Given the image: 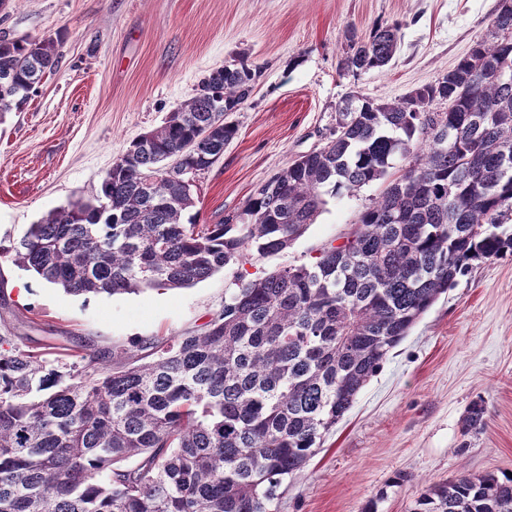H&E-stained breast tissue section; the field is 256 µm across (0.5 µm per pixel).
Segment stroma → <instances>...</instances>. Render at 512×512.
I'll list each match as a JSON object with an SVG mask.
<instances>
[{"instance_id":"stroma-1","label":"stroma","mask_w":512,"mask_h":512,"mask_svg":"<svg viewBox=\"0 0 512 512\" xmlns=\"http://www.w3.org/2000/svg\"><path fill=\"white\" fill-rule=\"evenodd\" d=\"M499 0H8L0 37L61 36L62 58L22 111L0 121V315L34 317L26 347L50 363L76 342L132 348L207 322L235 285L224 269L193 286L70 295L14 262L50 210L91 198L130 141L159 127L213 69L260 65L230 121L236 138L202 176L186 221L214 224L299 155L323 146L352 93L398 100L434 82L487 37ZM400 23L390 64L353 78L338 62L350 34ZM382 189L328 198L270 273L312 262L350 232ZM486 426L463 437L475 400ZM512 472V256L474 266L396 347L321 451L291 480L278 512H410L428 481ZM401 485H393L396 475Z\"/></svg>"}]
</instances>
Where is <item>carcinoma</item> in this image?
<instances>
[{
    "mask_svg": "<svg viewBox=\"0 0 512 512\" xmlns=\"http://www.w3.org/2000/svg\"><path fill=\"white\" fill-rule=\"evenodd\" d=\"M489 37L435 82L392 101L350 95L325 145L260 184L217 224H186L197 181L237 135L259 65L204 77L133 139L96 196L56 208L14 261L67 294L185 288L239 268L200 328L135 353L75 345L63 368L0 334V512H276L280 489L323 447L414 325L474 262L512 253V0ZM400 26L348 37L339 71L386 67ZM62 40L0 37V121L62 57ZM446 103L434 112V103ZM176 165L179 178L168 174ZM384 183L315 260L246 278L281 253L325 196ZM471 403L463 435L486 425ZM411 512H512V477L430 482Z\"/></svg>",
    "mask_w": 512,
    "mask_h": 512,
    "instance_id": "carcinoma-1",
    "label": "carcinoma"
}]
</instances>
